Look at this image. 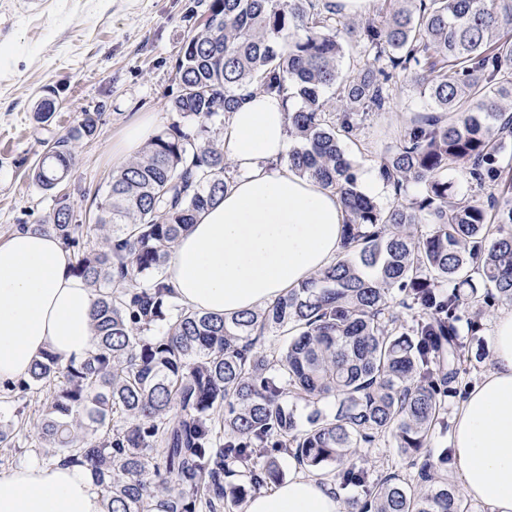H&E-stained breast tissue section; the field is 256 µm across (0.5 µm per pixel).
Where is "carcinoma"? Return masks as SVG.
Here are the masks:
<instances>
[{"mask_svg":"<svg viewBox=\"0 0 512 512\" xmlns=\"http://www.w3.org/2000/svg\"><path fill=\"white\" fill-rule=\"evenodd\" d=\"M387 2L379 23L346 17L334 0H212L178 64L173 107L188 125L153 136L113 174L100 245L80 241L62 201L37 225L94 289V346L78 363L44 352L7 390L51 387L32 440L48 466L87 467L106 512H235L283 480L281 454L361 488L354 512H471L439 477L452 449L428 447L461 391V336L479 332L483 309L512 304V167L499 163L512 141V0ZM352 47L365 60L346 74ZM403 72L431 111L381 156L393 191L382 206L344 143L357 141L363 114L389 106ZM244 86L299 99L288 165L336 193L347 220L336 263L226 317L181 304L162 270L234 182L215 134ZM95 131L85 115L33 181L55 190L74 144ZM451 168L470 197L455 199ZM290 397L334 412L316 409L302 427ZM380 441L410 458L411 476L369 481L352 455Z\"/></svg>","mask_w":512,"mask_h":512,"instance_id":"carcinoma-1","label":"carcinoma"}]
</instances>
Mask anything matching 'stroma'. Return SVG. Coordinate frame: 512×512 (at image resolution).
Masks as SVG:
<instances>
[{
	"mask_svg": "<svg viewBox=\"0 0 512 512\" xmlns=\"http://www.w3.org/2000/svg\"><path fill=\"white\" fill-rule=\"evenodd\" d=\"M210 0H0V241L20 225L47 223L56 197H65L84 238L98 241L97 207L117 163L112 149L136 116L147 115L148 136L168 131L181 117L180 50L203 22ZM54 100L49 119L39 113ZM427 108L412 74L402 75L388 110L369 113L346 152L358 170L378 168L381 151ZM98 116L96 132L80 140L61 193L42 190L30 172L49 146L85 113ZM507 304L491 309L478 335L466 337L465 379L481 380L492 356L490 334ZM370 479L408 475L410 460L391 445L361 448Z\"/></svg>",
	"mask_w": 512,
	"mask_h": 512,
	"instance_id": "35a3bbf8",
	"label": "stroma"
}]
</instances>
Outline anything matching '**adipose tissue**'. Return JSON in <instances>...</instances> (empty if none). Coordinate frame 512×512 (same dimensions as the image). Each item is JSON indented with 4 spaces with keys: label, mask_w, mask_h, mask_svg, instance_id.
<instances>
[{
    "label": "adipose tissue",
    "mask_w": 512,
    "mask_h": 512,
    "mask_svg": "<svg viewBox=\"0 0 512 512\" xmlns=\"http://www.w3.org/2000/svg\"><path fill=\"white\" fill-rule=\"evenodd\" d=\"M291 105L241 91L224 124L238 175L222 201L176 243L165 280L188 307L231 316L270 304L335 262L346 213L335 193L283 158ZM96 296L50 232L0 242V384L26 377L40 353L82 361L93 348ZM493 353L453 420L454 480L491 512H512V311L491 333ZM0 512H105L89 470L27 464L0 472ZM243 512H341L332 480L299 474L250 496Z\"/></svg>",
    "instance_id": "1"
}]
</instances>
